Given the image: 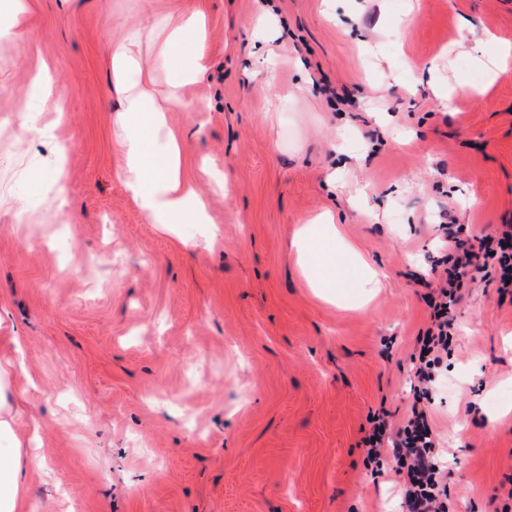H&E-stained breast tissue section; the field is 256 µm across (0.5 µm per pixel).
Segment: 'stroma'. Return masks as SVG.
Listing matches in <instances>:
<instances>
[{"mask_svg": "<svg viewBox=\"0 0 512 512\" xmlns=\"http://www.w3.org/2000/svg\"><path fill=\"white\" fill-rule=\"evenodd\" d=\"M0 16V114L47 67L64 91L57 140L0 136V189L26 164H63V223L42 200L0 209V362L38 432L30 512H400L374 476L369 418L401 421L410 356L429 326L419 280L440 214L468 239L512 224V0H29ZM208 18V71L167 114L206 224L148 223L115 149L119 96L105 46L153 18ZM474 96L442 108L433 85ZM343 91L341 109L325 86ZM70 150L58 154V140ZM336 214L337 253L381 274L333 296L292 248ZM431 414L448 512H512V297L476 272Z\"/></svg>", "mask_w": 512, "mask_h": 512, "instance_id": "1", "label": "stroma"}]
</instances>
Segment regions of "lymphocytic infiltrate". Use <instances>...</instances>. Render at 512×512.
I'll list each match as a JSON object with an SVG mask.
<instances>
[{
    "label": "lymphocytic infiltrate",
    "mask_w": 512,
    "mask_h": 512,
    "mask_svg": "<svg viewBox=\"0 0 512 512\" xmlns=\"http://www.w3.org/2000/svg\"><path fill=\"white\" fill-rule=\"evenodd\" d=\"M497 262L500 295L512 293V225L494 233L462 241L447 234L435 261L440 273L427 296L431 325L418 339L419 352L411 356L414 400L406 420L393 425L383 417L371 420V428L359 446L371 473L392 470L402 476L403 512H448L447 486L437 452L438 439L429 410L432 385L442 355L452 339L454 309L460 289L476 263Z\"/></svg>",
    "instance_id": "f902f5d3"
}]
</instances>
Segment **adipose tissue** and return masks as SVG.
Wrapping results in <instances>:
<instances>
[{
    "instance_id": "obj_1",
    "label": "adipose tissue",
    "mask_w": 512,
    "mask_h": 512,
    "mask_svg": "<svg viewBox=\"0 0 512 512\" xmlns=\"http://www.w3.org/2000/svg\"><path fill=\"white\" fill-rule=\"evenodd\" d=\"M153 28L160 36L155 55L143 54L140 34L132 31L116 43H108L112 80L122 95L117 118L115 146L125 159V185L150 223L204 224L207 210L193 182L182 173L184 143L180 136L160 137L171 104L180 102L185 80L203 75L207 58L206 18L191 11L155 18ZM174 66L176 75L165 91H157V69ZM336 226L323 215L302 225L295 241L303 260L317 272L318 287L332 288L339 281L334 252L325 248L335 241ZM16 364L0 362V434L13 435L20 419L38 428L12 388ZM41 460L22 441L0 451V512H27L23 486L29 472L39 469Z\"/></svg>"
}]
</instances>
